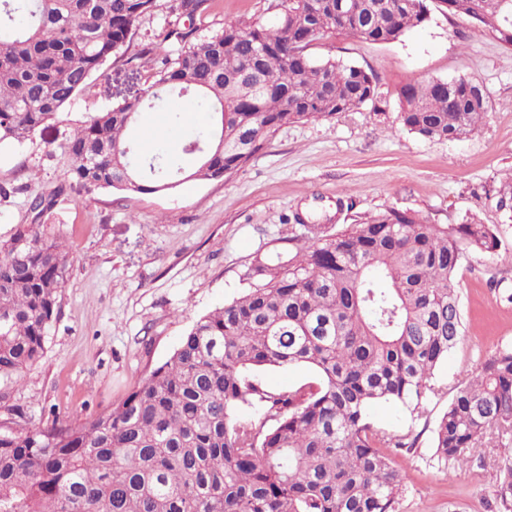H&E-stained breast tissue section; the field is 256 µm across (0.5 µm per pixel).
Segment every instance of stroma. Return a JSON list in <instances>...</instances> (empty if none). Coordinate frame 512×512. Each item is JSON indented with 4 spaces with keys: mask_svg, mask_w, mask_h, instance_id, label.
<instances>
[{
    "mask_svg": "<svg viewBox=\"0 0 512 512\" xmlns=\"http://www.w3.org/2000/svg\"><path fill=\"white\" fill-rule=\"evenodd\" d=\"M178 0H158L126 52L112 57L62 117L0 153V241L22 224H42L62 240L72 265L46 352L0 399V424L14 428L53 417L85 419L111 410L162 365L200 316L241 295L255 256L294 248L310 224L343 228L393 209L428 224L476 222L494 228V253L466 252L457 272L463 335L437 369L442 391L413 419L378 403L373 426L408 433L411 448H390L402 494L396 512H500L496 448L468 449L465 465L438 461L433 430L458 383L512 346V209L498 190L512 180V46L466 17L432 11L401 40L373 43L335 35L314 57H335L373 73L376 96L350 112L291 123L227 178L189 181L168 192L90 189L67 179L64 143L92 113L140 96L150 66L139 52L164 46ZM281 0H208L198 35L228 22L275 25ZM465 77L490 109L480 128L452 141L427 140L399 121V90L409 82ZM54 195L37 214L30 202Z\"/></svg>",
    "mask_w": 512,
    "mask_h": 512,
    "instance_id": "stroma-1",
    "label": "stroma"
}]
</instances>
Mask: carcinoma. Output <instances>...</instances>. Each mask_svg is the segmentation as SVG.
I'll return each instance as SVG.
<instances>
[{
    "mask_svg": "<svg viewBox=\"0 0 512 512\" xmlns=\"http://www.w3.org/2000/svg\"><path fill=\"white\" fill-rule=\"evenodd\" d=\"M512 46V0H285L279 23L230 22L191 40L174 23L143 94L94 113L66 144L68 177L156 193L232 175L288 123L332 118L374 99L362 67L308 49L329 34L392 42L423 25L428 2ZM157 0H0V144L58 120L133 37ZM468 78L407 83L400 121L456 140L489 112ZM193 95L206 133L191 168L133 156L146 100ZM296 251L256 256L242 296L199 317L178 348L112 410L74 424L0 427V512H395L402 493L389 445L368 421L378 402L421 413L435 370L463 330L456 275L464 252L494 253L487 224H423L386 210L334 233L313 225ZM72 264L58 238L23 224L0 243V384L44 356ZM314 378L273 393L265 368ZM247 406L251 411L240 412ZM489 440L512 451V347L457 387L434 430L437 457ZM512 512V462L497 467Z\"/></svg>",
    "mask_w": 512,
    "mask_h": 512,
    "instance_id": "1",
    "label": "carcinoma"
}]
</instances>
